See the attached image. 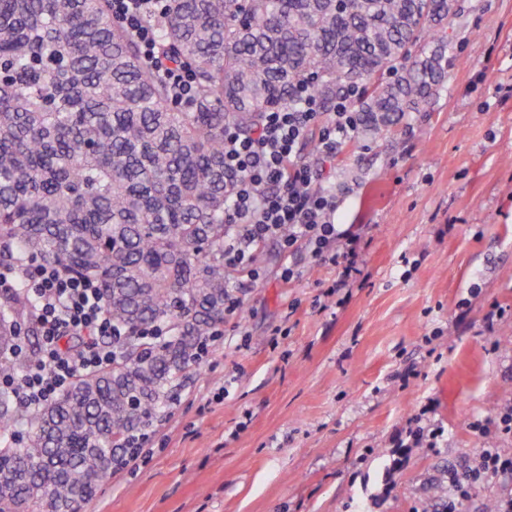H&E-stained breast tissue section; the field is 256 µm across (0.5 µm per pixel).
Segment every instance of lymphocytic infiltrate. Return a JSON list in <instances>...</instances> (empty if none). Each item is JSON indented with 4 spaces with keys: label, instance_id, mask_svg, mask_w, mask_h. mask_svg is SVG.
I'll use <instances>...</instances> for the list:
<instances>
[{
    "label": "lymphocytic infiltrate",
    "instance_id": "obj_1",
    "mask_svg": "<svg viewBox=\"0 0 512 512\" xmlns=\"http://www.w3.org/2000/svg\"><path fill=\"white\" fill-rule=\"evenodd\" d=\"M151 0H112V17L139 42L145 59L167 72L179 101L189 100L194 84L187 70L169 67L155 46V31L145 20ZM296 107L264 113L259 131L241 137L224 133V165L236 176L224 212V267L238 277L237 291L224 298V311L242 309L239 289L261 279L258 251L275 241L283 257L281 277L301 276L294 257L304 252L317 260L347 263L332 290L348 287L357 271L356 234L336 222V195L321 173L355 138L361 123L355 90H347L333 111H321L306 87L295 91ZM23 288L33 301L28 324L39 338L33 360L9 382L17 402L26 408L50 402L76 376L92 375L112 362V339L122 335L104 306L97 283L69 277L50 263L0 269V299ZM512 475V457L489 445L474 466L449 471L453 497L443 512H457V500L472 482H493Z\"/></svg>",
    "mask_w": 512,
    "mask_h": 512
}]
</instances>
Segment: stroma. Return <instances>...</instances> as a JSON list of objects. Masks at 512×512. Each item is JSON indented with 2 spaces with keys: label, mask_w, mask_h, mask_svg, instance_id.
I'll return each mask as SVG.
<instances>
[{
  "label": "stroma",
  "mask_w": 512,
  "mask_h": 512,
  "mask_svg": "<svg viewBox=\"0 0 512 512\" xmlns=\"http://www.w3.org/2000/svg\"><path fill=\"white\" fill-rule=\"evenodd\" d=\"M460 4L447 81L331 172L354 286L327 297L339 269L305 253L283 282L267 242L223 346L83 512H415L485 442L512 454V0ZM420 411L436 447H401Z\"/></svg>",
  "instance_id": "35a3bbf8"
}]
</instances>
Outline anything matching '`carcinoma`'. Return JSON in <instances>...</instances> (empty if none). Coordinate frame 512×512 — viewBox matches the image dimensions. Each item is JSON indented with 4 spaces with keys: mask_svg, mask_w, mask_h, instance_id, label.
I'll list each match as a JSON object with an SVG mask.
<instances>
[{
    "mask_svg": "<svg viewBox=\"0 0 512 512\" xmlns=\"http://www.w3.org/2000/svg\"><path fill=\"white\" fill-rule=\"evenodd\" d=\"M111 11L0 0V267L98 282L126 331L112 364L43 407L0 390V512H81L199 366L231 280L224 131L255 134L300 85L325 112L355 86L363 131L381 136L444 83L458 16L457 0H166L146 21L193 75L181 109ZM30 308L19 291L0 309V380L31 358L16 348ZM155 326L166 335H145Z\"/></svg>",
    "mask_w": 512,
    "mask_h": 512,
    "instance_id": "1",
    "label": "carcinoma"
}]
</instances>
